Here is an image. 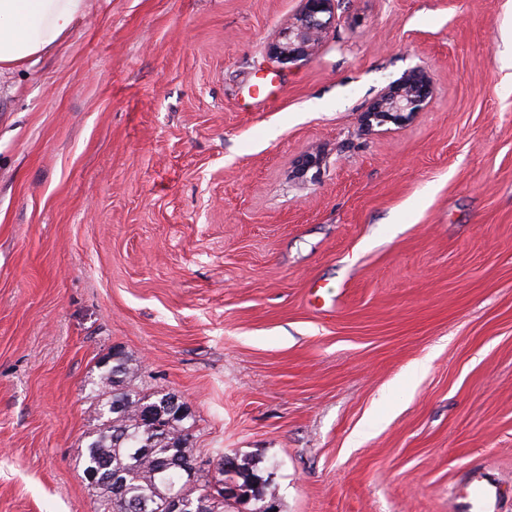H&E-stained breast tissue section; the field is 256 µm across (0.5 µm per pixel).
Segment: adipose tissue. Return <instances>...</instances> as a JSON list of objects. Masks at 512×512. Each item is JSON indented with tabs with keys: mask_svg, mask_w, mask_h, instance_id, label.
I'll use <instances>...</instances> for the list:
<instances>
[{
	"mask_svg": "<svg viewBox=\"0 0 512 512\" xmlns=\"http://www.w3.org/2000/svg\"><path fill=\"white\" fill-rule=\"evenodd\" d=\"M86 9L87 0H0V67L55 47Z\"/></svg>",
	"mask_w": 512,
	"mask_h": 512,
	"instance_id": "ef3b65f1",
	"label": "adipose tissue"
}]
</instances>
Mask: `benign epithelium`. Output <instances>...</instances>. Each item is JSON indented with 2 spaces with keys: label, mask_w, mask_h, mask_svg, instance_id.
<instances>
[{
  "label": "benign epithelium",
  "mask_w": 512,
  "mask_h": 512,
  "mask_svg": "<svg viewBox=\"0 0 512 512\" xmlns=\"http://www.w3.org/2000/svg\"><path fill=\"white\" fill-rule=\"evenodd\" d=\"M335 0H302L298 14L283 27L269 45V55L282 66L309 60L335 22ZM433 92L425 71H409L397 88L375 100L364 114L371 128L388 121L404 123L422 111Z\"/></svg>",
  "instance_id": "7a95c632"
}]
</instances>
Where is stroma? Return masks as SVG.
Here are the masks:
<instances>
[{"instance_id": "stroma-1", "label": "stroma", "mask_w": 512, "mask_h": 512, "mask_svg": "<svg viewBox=\"0 0 512 512\" xmlns=\"http://www.w3.org/2000/svg\"><path fill=\"white\" fill-rule=\"evenodd\" d=\"M300 5L89 0L0 70V512H102L74 450L115 350L278 512L512 482V0H337L282 66ZM416 68L428 108L368 131ZM298 14L269 45V55L282 66L308 61L335 22V0H302Z\"/></svg>"}]
</instances>
